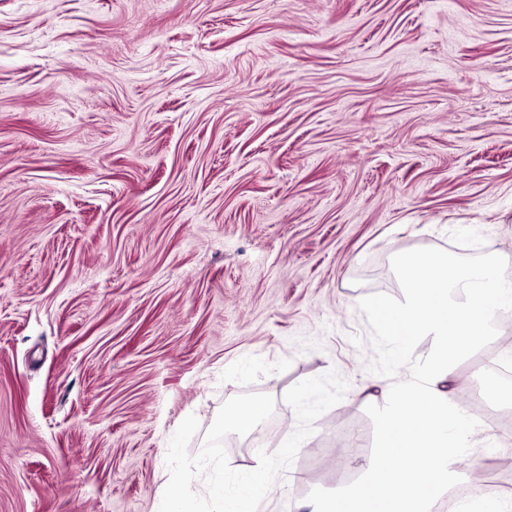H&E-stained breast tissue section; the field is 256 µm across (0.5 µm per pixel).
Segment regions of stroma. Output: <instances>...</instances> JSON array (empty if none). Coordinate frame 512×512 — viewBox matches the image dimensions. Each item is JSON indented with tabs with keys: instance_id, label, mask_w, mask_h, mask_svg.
Instances as JSON below:
<instances>
[{
	"instance_id": "stroma-1",
	"label": "stroma",
	"mask_w": 512,
	"mask_h": 512,
	"mask_svg": "<svg viewBox=\"0 0 512 512\" xmlns=\"http://www.w3.org/2000/svg\"><path fill=\"white\" fill-rule=\"evenodd\" d=\"M512 263V0H0V512H156L188 415L254 470L295 383L349 384L261 503L357 477L392 257ZM454 397L512 417L483 365Z\"/></svg>"
}]
</instances>
